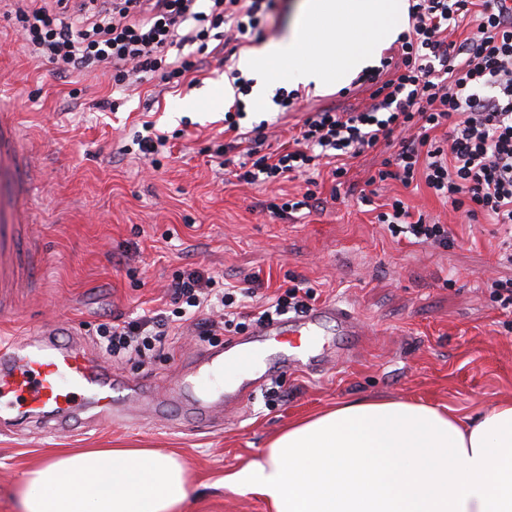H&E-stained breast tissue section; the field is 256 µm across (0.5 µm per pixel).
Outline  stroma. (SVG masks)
I'll return each instance as SVG.
<instances>
[{"mask_svg":"<svg viewBox=\"0 0 512 512\" xmlns=\"http://www.w3.org/2000/svg\"><path fill=\"white\" fill-rule=\"evenodd\" d=\"M234 66L218 50L177 91L162 90L155 80L116 91L108 78L66 76L24 55L13 16L0 10V83L12 91L25 144L38 153L33 221L43 254L38 288L0 313V338L17 341L60 327L63 341L99 357L102 323L162 307L173 275L194 268L262 298L284 292L292 279L305 281L316 305L353 311L365 336L354 344L327 324L318 349L322 374H273L243 409L220 408L208 419L187 395L156 413L127 399L125 423L99 422L85 411L52 429L0 426V512H16V486L63 443L176 453L195 483L186 512H267L263 500L226 491L224 475L257 458L302 416L357 396L413 398L462 416L512 397V312L499 309L482 285L512 276L497 259V226L456 225L461 244L448 250L391 236L360 201L369 175L394 152L391 143L350 160L341 188L320 175V203L310 213L270 217L263 202L300 192L303 179L241 186L211 160L226 136L225 107L210 91ZM367 98L362 88L347 95L308 92L289 112L273 103L259 114L247 111L240 126L247 131L267 122L276 146L307 112H345ZM146 115L178 134L170 157L156 167L124 151ZM393 195L413 210L448 217L425 185L393 182L375 201ZM223 345V336L188 331L163 351L106 367L163 391L182 379L192 356Z\"/></svg>","mask_w":512,"mask_h":512,"instance_id":"1","label":"stroma"}]
</instances>
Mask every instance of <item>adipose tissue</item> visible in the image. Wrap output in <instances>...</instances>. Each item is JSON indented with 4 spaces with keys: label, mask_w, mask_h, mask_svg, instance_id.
<instances>
[{
    "label": "adipose tissue",
    "mask_w": 512,
    "mask_h": 512,
    "mask_svg": "<svg viewBox=\"0 0 512 512\" xmlns=\"http://www.w3.org/2000/svg\"><path fill=\"white\" fill-rule=\"evenodd\" d=\"M225 489L268 512H512V398L468 416L420 401L350 399L291 423ZM177 455L60 446L18 485V512H184Z\"/></svg>",
    "instance_id": "obj_1"
}]
</instances>
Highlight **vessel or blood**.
Returning a JSON list of instances; mask_svg holds the SVG:
<instances>
[{
	"label": "vessel or blood",
	"instance_id": "vessel-or-blood-1",
	"mask_svg": "<svg viewBox=\"0 0 512 512\" xmlns=\"http://www.w3.org/2000/svg\"><path fill=\"white\" fill-rule=\"evenodd\" d=\"M10 92L0 86V306L6 305L14 289L31 284L42 264L39 252L25 248L32 236L30 216L34 210L37 179L34 161L24 148L17 114L6 105ZM340 323L346 335L359 337L363 330L357 316L336 304L315 307L284 321L258 327L257 336L269 340L282 366L316 370L308 360L307 346L317 335L321 320ZM252 350L229 338L220 353L197 355L192 376L210 375L224 363H248ZM149 397V387L129 385L93 364L83 350L58 340L55 332L44 331L24 341L0 345V416L18 413L56 421L58 414L86 407L99 417L123 420L120 393Z\"/></svg>",
	"mask_w": 512,
	"mask_h": 512
}]
</instances>
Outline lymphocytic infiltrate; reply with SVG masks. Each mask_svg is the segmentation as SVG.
Returning a JSON list of instances; mask_svg holds the SVG:
<instances>
[{
  "label": "lymphocytic infiltrate",
  "instance_id": "lymphocytic-infiltrate-1",
  "mask_svg": "<svg viewBox=\"0 0 512 512\" xmlns=\"http://www.w3.org/2000/svg\"><path fill=\"white\" fill-rule=\"evenodd\" d=\"M12 2L24 53L85 75H107L119 88L133 78L180 86L200 71L209 41L223 43L230 56L262 38L273 4L209 0L202 10L198 0ZM462 29L467 35L460 40ZM394 45V56L355 79L369 91L364 106L309 113L282 150L267 151L265 125L241 131L244 106L235 101L224 113L234 137L216 149L218 165L246 185L297 178L324 163L338 180L349 160L397 141L393 158L368 185L424 183L455 219L501 226L499 258L512 264V7L504 0H408V27ZM376 219L419 244L447 249L457 241L449 224L414 215L397 197ZM250 295L247 288H217L214 277L189 269L170 285L172 315L147 309L131 321L113 317L100 331V345L119 361L152 350L189 321L207 336L241 333L252 322L305 312L314 298L300 282L261 302H250Z\"/></svg>",
  "mask_w": 512,
  "mask_h": 512
}]
</instances>
